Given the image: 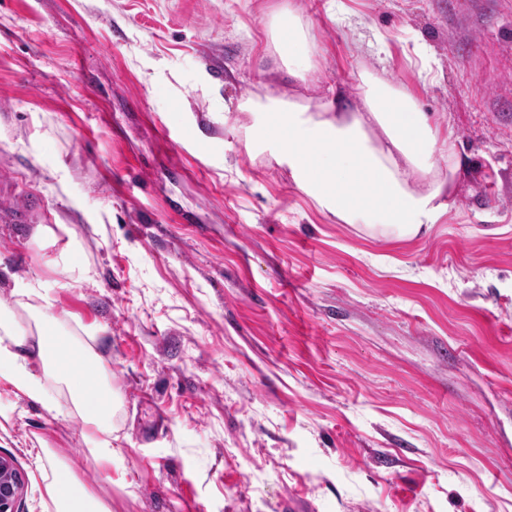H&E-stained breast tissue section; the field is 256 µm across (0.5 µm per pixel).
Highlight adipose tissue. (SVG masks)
Masks as SVG:
<instances>
[{"label":"adipose tissue","mask_w":512,"mask_h":512,"mask_svg":"<svg viewBox=\"0 0 512 512\" xmlns=\"http://www.w3.org/2000/svg\"><path fill=\"white\" fill-rule=\"evenodd\" d=\"M276 50L290 76L317 81L311 64L310 33L293 10L277 13L273 27ZM360 107L332 99L311 106L294 99L249 100L244 111L261 116L259 133L275 139L279 158L291 170L298 188L315 206L341 224H362L385 235L413 238L439 223L454 207L460 157L453 134L441 133L430 113L415 100L376 75H359ZM364 185L362 196L349 193L351 183ZM39 315L36 333L20 330L12 312L0 310V377H7L26 397L57 413L60 402L48 383H65L81 416L90 454L113 460L114 402L108 377L97 367L92 344L56 334L55 320ZM66 350L59 359L58 350ZM37 359L40 371L29 368ZM94 367L91 379L71 386L74 369ZM50 496L56 512H110L101 500L70 480L54 481Z\"/></svg>","instance_id":"1"}]
</instances>
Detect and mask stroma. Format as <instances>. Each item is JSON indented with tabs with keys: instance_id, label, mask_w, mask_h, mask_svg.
Masks as SVG:
<instances>
[{
	"instance_id": "35a3bbf8",
	"label": "stroma",
	"mask_w": 512,
	"mask_h": 512,
	"mask_svg": "<svg viewBox=\"0 0 512 512\" xmlns=\"http://www.w3.org/2000/svg\"><path fill=\"white\" fill-rule=\"evenodd\" d=\"M363 70L467 164L413 239L318 211L241 109ZM16 277L98 333L120 456L0 379L22 512L64 476L112 512H512V0H0V305L32 332ZM273 40L276 43L279 58L288 68L290 76L303 82L318 80L317 70L309 59L311 50L309 30L304 27L290 7L288 10L277 13L273 27ZM291 46H295L299 51L292 52Z\"/></svg>"
}]
</instances>
